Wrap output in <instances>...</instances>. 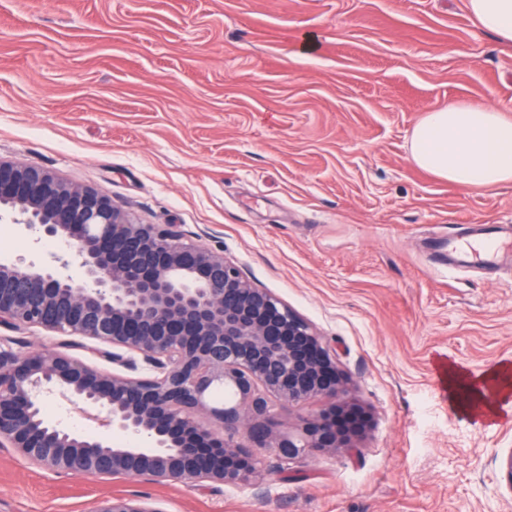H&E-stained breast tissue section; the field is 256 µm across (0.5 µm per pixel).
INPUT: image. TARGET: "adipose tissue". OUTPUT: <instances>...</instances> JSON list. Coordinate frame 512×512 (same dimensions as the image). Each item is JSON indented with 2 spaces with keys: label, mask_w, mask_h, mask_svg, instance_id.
<instances>
[{
  "label": "adipose tissue",
  "mask_w": 512,
  "mask_h": 512,
  "mask_svg": "<svg viewBox=\"0 0 512 512\" xmlns=\"http://www.w3.org/2000/svg\"><path fill=\"white\" fill-rule=\"evenodd\" d=\"M467 8L483 30L512 43V0H467ZM409 150L417 167L460 187L512 183V119L499 107L460 102L429 111Z\"/></svg>",
  "instance_id": "1"
}]
</instances>
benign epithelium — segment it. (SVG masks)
<instances>
[{
	"mask_svg": "<svg viewBox=\"0 0 512 512\" xmlns=\"http://www.w3.org/2000/svg\"><path fill=\"white\" fill-rule=\"evenodd\" d=\"M0 222L22 224L67 249L36 265L0 263V327H39L108 346L124 372L65 352L22 354L0 336V447L56 475L147 476L159 482L247 486L252 453L224 442L250 414L247 437L290 460L359 453L361 427L342 430L333 406L275 430L272 403L336 399L347 377L336 349L238 266L185 240L176 224H138L100 191L33 165L0 160ZM143 363L151 377H132ZM222 388L224 405L207 403ZM50 399L80 403L98 427L72 430L43 415ZM91 512H160L139 496H112Z\"/></svg>",
	"mask_w": 512,
	"mask_h": 512,
	"instance_id": "7a95c632",
	"label": "benign epithelium"
}]
</instances>
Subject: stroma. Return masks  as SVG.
I'll use <instances>...</instances> for the list:
<instances>
[{
  "label": "stroma",
  "mask_w": 512,
  "mask_h": 512,
  "mask_svg": "<svg viewBox=\"0 0 512 512\" xmlns=\"http://www.w3.org/2000/svg\"><path fill=\"white\" fill-rule=\"evenodd\" d=\"M467 0H0V158L176 224L223 251L336 349L367 411L359 454L229 487L55 476L0 447V512H512V259L449 265V234H512V184L417 167L423 115L512 106V46ZM314 34V56L300 53ZM0 223V262L63 250ZM91 512H158L139 496H112L98 501Z\"/></svg>",
  "instance_id": "35a3bbf8"
}]
</instances>
